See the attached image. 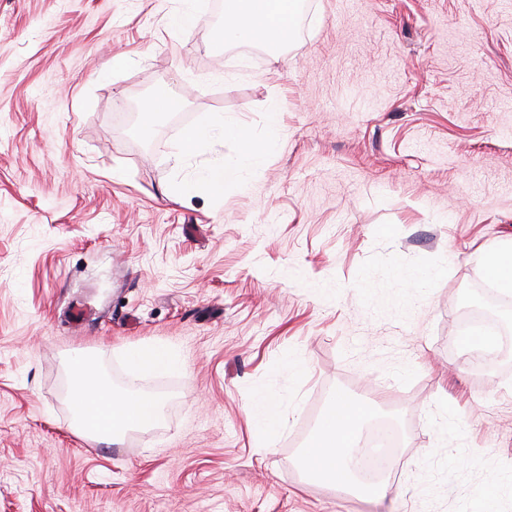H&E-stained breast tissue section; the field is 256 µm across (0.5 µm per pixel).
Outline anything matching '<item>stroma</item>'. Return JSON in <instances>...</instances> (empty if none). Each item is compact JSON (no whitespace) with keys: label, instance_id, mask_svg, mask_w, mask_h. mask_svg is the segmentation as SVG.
<instances>
[{"label":"stroma","instance_id":"1","mask_svg":"<svg viewBox=\"0 0 512 512\" xmlns=\"http://www.w3.org/2000/svg\"><path fill=\"white\" fill-rule=\"evenodd\" d=\"M304 2L273 53L211 0L187 29L184 0H0V512H512V360L459 342L512 246V0ZM152 348L172 368L131 370ZM82 353L160 425L78 434ZM341 397L399 437L386 496L302 466ZM182 104L183 101L174 96L167 86H157L142 107L145 117L144 128L148 129L151 119L160 112H169ZM235 171L231 166H217L205 170L194 188L201 187L211 194H220L224 189V183L234 178ZM487 269L496 281L508 290L512 288V248L491 246L484 251Z\"/></svg>","mask_w":512,"mask_h":512}]
</instances>
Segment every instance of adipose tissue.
<instances>
[{"mask_svg": "<svg viewBox=\"0 0 512 512\" xmlns=\"http://www.w3.org/2000/svg\"><path fill=\"white\" fill-rule=\"evenodd\" d=\"M293 22V0L224 3V39L228 42H264L281 36ZM68 372L73 381L70 403L76 422L92 440L116 444L126 432L152 427L158 421L161 404L156 397L117 393L99 384L86 357L72 358ZM366 413L363 405L344 397L329 408L303 456L302 464L311 477L332 485L337 474L353 473L349 450Z\"/></svg>", "mask_w": 512, "mask_h": 512, "instance_id": "ef3b65f1", "label": "adipose tissue"}]
</instances>
